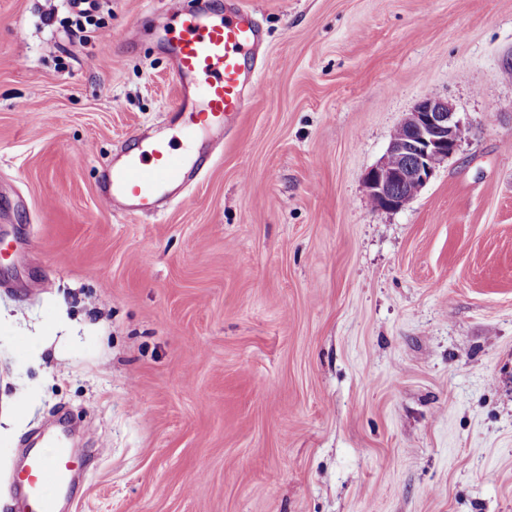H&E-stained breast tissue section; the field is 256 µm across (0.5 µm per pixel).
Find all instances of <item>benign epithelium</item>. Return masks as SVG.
<instances>
[{
  "mask_svg": "<svg viewBox=\"0 0 512 512\" xmlns=\"http://www.w3.org/2000/svg\"><path fill=\"white\" fill-rule=\"evenodd\" d=\"M400 127L405 133L392 138L386 154L364 176L368 194L383 211L397 210L417 196L460 145L461 123L446 100H420Z\"/></svg>",
  "mask_w": 512,
  "mask_h": 512,
  "instance_id": "obj_1",
  "label": "benign epithelium"
}]
</instances>
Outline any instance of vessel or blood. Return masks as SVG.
I'll use <instances>...</instances> for the list:
<instances>
[{"label": "vessel or blood", "mask_w": 512, "mask_h": 512, "mask_svg": "<svg viewBox=\"0 0 512 512\" xmlns=\"http://www.w3.org/2000/svg\"><path fill=\"white\" fill-rule=\"evenodd\" d=\"M262 33L251 13L232 7L214 10L198 0L191 11L174 15L154 35L170 65L180 96L171 109L172 135L134 133L105 167L101 199L129 215H157L173 191L196 181L209 155L193 151L201 135L223 136L243 112L262 81ZM186 139L178 146L175 136ZM86 451L65 438L30 449L13 473L22 493L21 512H59L58 491L70 488Z\"/></svg>", "instance_id": "vessel-or-blood-1"}]
</instances>
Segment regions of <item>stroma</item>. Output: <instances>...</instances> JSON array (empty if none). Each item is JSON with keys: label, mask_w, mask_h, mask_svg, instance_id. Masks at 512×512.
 Listing matches in <instances>:
<instances>
[{"label": "stroma", "mask_w": 512, "mask_h": 512, "mask_svg": "<svg viewBox=\"0 0 512 512\" xmlns=\"http://www.w3.org/2000/svg\"><path fill=\"white\" fill-rule=\"evenodd\" d=\"M195 0H0V512L41 432L63 512H512V0H241L266 77L157 216L101 170L178 97L148 36ZM458 151L377 210L424 98ZM84 3H79L77 0L67 1L68 7L73 18L71 20V24L68 28L69 32L75 36H79L80 40H86L89 38L86 24H91V17L93 16V12L97 11L100 7L99 1H95L93 3H86L87 1H82ZM82 4H87V6H82Z\"/></svg>", "instance_id": "stroma-1"}]
</instances>
